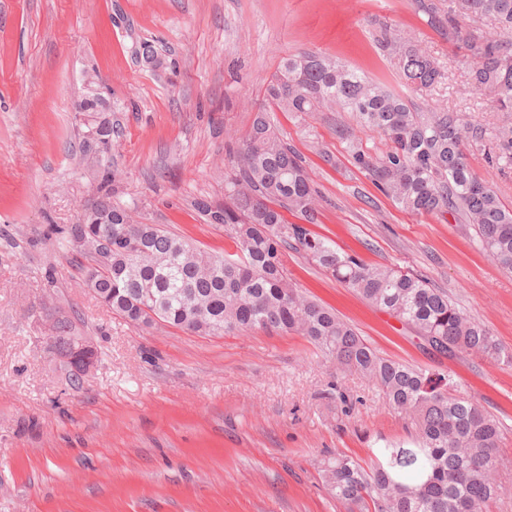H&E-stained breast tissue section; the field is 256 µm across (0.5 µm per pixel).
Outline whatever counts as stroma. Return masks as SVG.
<instances>
[{
    "label": "stroma",
    "mask_w": 512,
    "mask_h": 512,
    "mask_svg": "<svg viewBox=\"0 0 512 512\" xmlns=\"http://www.w3.org/2000/svg\"><path fill=\"white\" fill-rule=\"evenodd\" d=\"M416 36L448 76L412 96L464 121L501 113L464 86L465 67L414 0H0V512H345L321 460L364 458L408 441L379 391L336 368L303 337L255 329L198 336L141 329L100 306L50 226L80 223L98 192L75 105L97 73L121 175L112 200L212 252L229 232L190 202L224 199V178L255 112L268 109L319 191L314 229L371 265L401 267L447 291L512 347V276L453 215L403 211L353 160L345 112L298 116L266 96L283 57L342 58L391 90L400 79L366 17ZM151 45L172 71L144 66ZM292 284L333 307L383 356L452 372L503 424L501 475L512 484V368L438 358L408 329L329 278L304 253L284 257ZM71 317L99 353L80 389L42 326Z\"/></svg>",
    "instance_id": "stroma-1"
}]
</instances>
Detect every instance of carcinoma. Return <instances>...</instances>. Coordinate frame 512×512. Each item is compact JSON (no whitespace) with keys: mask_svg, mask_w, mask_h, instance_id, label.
Segmentation results:
<instances>
[{"mask_svg":"<svg viewBox=\"0 0 512 512\" xmlns=\"http://www.w3.org/2000/svg\"><path fill=\"white\" fill-rule=\"evenodd\" d=\"M426 24L466 57L465 81L488 97L493 111L512 114V0H415ZM492 31L484 28V23ZM374 41L390 59L402 86L431 91L446 78L439 59L421 44L373 17ZM139 57L154 69L168 64L143 45ZM267 96L282 112L336 109L351 113L361 131H376L389 148L371 155L361 139H348L356 163L381 191L414 214H460L480 247L512 274V207L469 163L467 147H481L501 171L512 169V122L492 129L463 122L448 107L422 109L342 60L316 52L283 58ZM103 193L83 208L82 223L65 238L96 300L133 327L162 320L201 336L244 328L304 337L336 369L377 387L388 407L410 421L411 446L385 444L364 460L345 451L322 461V477L347 512H490L508 494L500 480L499 419L462 392L451 374L387 358L332 308L288 279L284 250L310 256L374 308L413 330L423 349L453 358L466 353L512 366L506 347L484 324L460 310L422 276L377 267L314 233L316 190L301 155L277 132L265 110L236 138L224 204L195 198L191 206L210 224L228 227L233 253L197 249L160 224L133 223L128 207L112 202L116 174L99 157ZM291 214L299 219L292 223ZM85 236L112 245V262L99 265L75 247ZM77 331L64 315L54 319L49 348L69 355Z\"/></svg>","mask_w":512,"mask_h":512,"instance_id":"obj_1","label":"carcinoma"}]
</instances>
